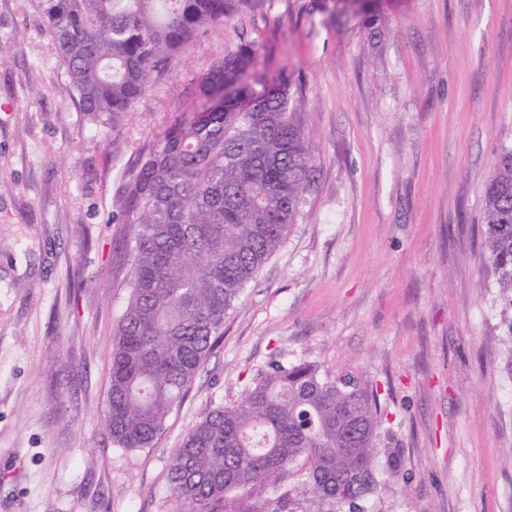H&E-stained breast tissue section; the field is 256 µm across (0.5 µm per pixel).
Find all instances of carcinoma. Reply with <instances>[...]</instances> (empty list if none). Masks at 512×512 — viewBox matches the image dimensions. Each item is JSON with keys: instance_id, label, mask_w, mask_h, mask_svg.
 I'll use <instances>...</instances> for the list:
<instances>
[{"instance_id": "cac0c4a2", "label": "carcinoma", "mask_w": 512, "mask_h": 512, "mask_svg": "<svg viewBox=\"0 0 512 512\" xmlns=\"http://www.w3.org/2000/svg\"><path fill=\"white\" fill-rule=\"evenodd\" d=\"M323 0L329 17L375 16V0ZM85 112H129L211 25L252 0H36ZM182 116L125 182L112 223L130 265L113 334L105 423L119 448H148L180 404L243 288L297 220L314 154L288 73H271L252 32L200 79ZM482 251L512 306V146L486 184ZM377 395L274 361L243 400L211 410L170 463L182 512H362L377 488ZM308 481L284 486L298 462ZM267 486L282 493L270 500Z\"/></svg>"}]
</instances>
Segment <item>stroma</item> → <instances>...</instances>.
<instances>
[{
    "instance_id": "stroma-1",
    "label": "stroma",
    "mask_w": 512,
    "mask_h": 512,
    "mask_svg": "<svg viewBox=\"0 0 512 512\" xmlns=\"http://www.w3.org/2000/svg\"><path fill=\"white\" fill-rule=\"evenodd\" d=\"M254 25L300 91L314 182L149 448L104 423L129 298L111 223L142 152ZM0 512H176L184 436L271 361L378 395L365 512H512L508 318L481 254L484 190L512 145V0H383L335 23L266 0L208 28L131 111L83 112L35 0H0Z\"/></svg>"
}]
</instances>
